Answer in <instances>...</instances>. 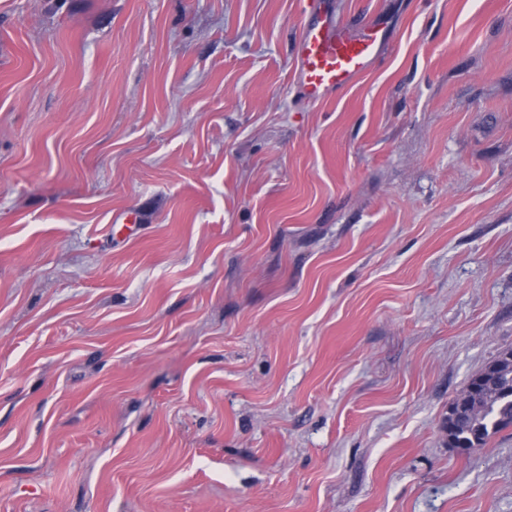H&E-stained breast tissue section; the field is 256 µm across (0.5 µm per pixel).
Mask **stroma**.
I'll return each instance as SVG.
<instances>
[{
	"label": "stroma",
	"mask_w": 512,
	"mask_h": 512,
	"mask_svg": "<svg viewBox=\"0 0 512 512\" xmlns=\"http://www.w3.org/2000/svg\"><path fill=\"white\" fill-rule=\"evenodd\" d=\"M0 0V512H512V0ZM325 0H303L305 22L296 43L297 75L303 94L323 101L349 85L378 59L383 44L374 27L359 30L336 22ZM448 443L469 451L512 428V351L475 376L448 409Z\"/></svg>",
	"instance_id": "obj_1"
}]
</instances>
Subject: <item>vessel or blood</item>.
Masks as SVG:
<instances>
[{
    "label": "vessel or blood",
    "mask_w": 512,
    "mask_h": 512,
    "mask_svg": "<svg viewBox=\"0 0 512 512\" xmlns=\"http://www.w3.org/2000/svg\"><path fill=\"white\" fill-rule=\"evenodd\" d=\"M302 14L305 22L296 43L297 75L303 94L319 102L367 71L383 44L376 29L337 23L324 0H303Z\"/></svg>",
    "instance_id": "1"
}]
</instances>
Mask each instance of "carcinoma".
<instances>
[{
    "label": "carcinoma",
    "instance_id": "cac0c4a2",
    "mask_svg": "<svg viewBox=\"0 0 512 512\" xmlns=\"http://www.w3.org/2000/svg\"><path fill=\"white\" fill-rule=\"evenodd\" d=\"M512 428V351L475 376L448 409V443L469 451Z\"/></svg>",
    "mask_w": 512,
    "mask_h": 512
}]
</instances>
